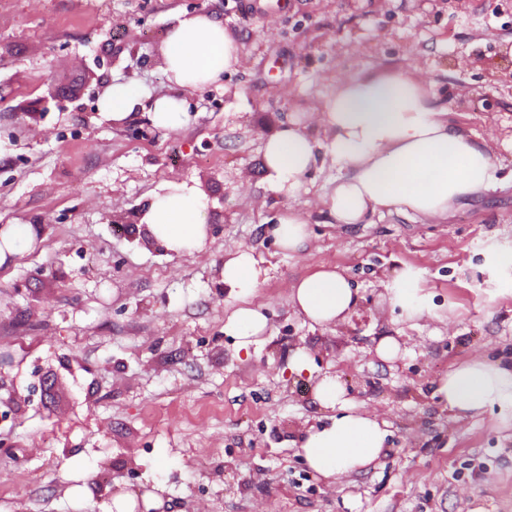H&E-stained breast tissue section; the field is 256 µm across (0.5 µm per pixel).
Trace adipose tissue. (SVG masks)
Masks as SVG:
<instances>
[{"mask_svg":"<svg viewBox=\"0 0 512 512\" xmlns=\"http://www.w3.org/2000/svg\"><path fill=\"white\" fill-rule=\"evenodd\" d=\"M241 56L242 47L223 20L206 12L178 15L163 43L169 80L185 90L222 82L240 65ZM430 84L428 77L401 70L341 79L318 112L321 140H313L293 118L266 139L262 163L270 188L295 192L312 169L329 168L336 170V182L320 199L328 223L370 224L393 213L425 223L448 218L498 182V167L485 143L449 119ZM100 109L116 123L145 113L159 130L176 128L186 114L182 97L153 94L132 79L112 82ZM206 210L198 186L168 182L150 193L140 222L155 246L191 256L207 243ZM272 234L288 253L310 246L308 221L293 210L276 217ZM262 273L253 249L242 247L228 252L221 270L228 296L241 302L224 331L237 337L244 350L268 325L261 308L247 303ZM386 298L413 326L438 315L411 267L396 273ZM290 301L311 327H329L346 321L358 304V292L338 269L323 266L292 284ZM434 394L459 419L481 415L494 405L512 417V368L476 356L440 377ZM314 398L327 414L306 429L298 447L314 472L337 479L381 458L386 421L352 406L336 376L320 378Z\"/></svg>","mask_w":512,"mask_h":512,"instance_id":"obj_1","label":"adipose tissue"}]
</instances>
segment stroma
I'll return each instance as SVG.
<instances>
[{"mask_svg": "<svg viewBox=\"0 0 512 512\" xmlns=\"http://www.w3.org/2000/svg\"><path fill=\"white\" fill-rule=\"evenodd\" d=\"M222 15L243 45L224 82L185 92L169 131L102 115L98 83L168 91L161 48L177 14ZM512 0H0V227L34 224V248L0 265V390L26 401L0 423V512H512V428L494 411L453 420L433 395L481 355L512 368ZM422 72L451 118L484 139L501 183L437 224L389 215L326 223L313 169L273 191L264 138L306 118L343 75ZM164 182L208 201L205 251L165 256L138 214ZM294 208L311 246L277 247ZM253 249L268 328L239 350L220 271ZM419 271L447 321L410 327L385 299ZM323 266L360 295L348 320L311 328L290 286ZM402 353L376 356L381 337ZM306 346L311 373L291 372ZM388 423L385 455L338 481L295 453L322 417L317 377ZM26 496H18L15 481Z\"/></svg>", "mask_w": 512, "mask_h": 512, "instance_id": "1", "label": "stroma"}]
</instances>
